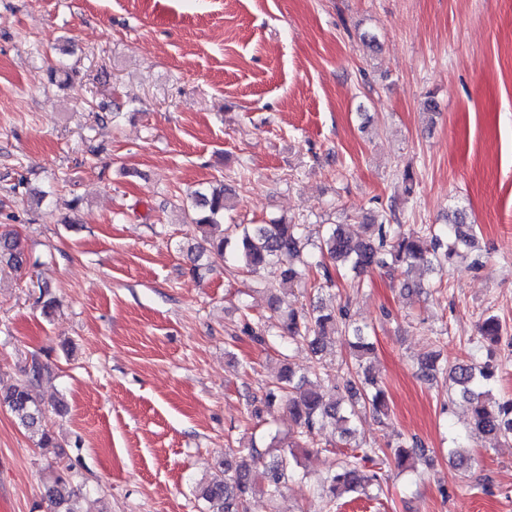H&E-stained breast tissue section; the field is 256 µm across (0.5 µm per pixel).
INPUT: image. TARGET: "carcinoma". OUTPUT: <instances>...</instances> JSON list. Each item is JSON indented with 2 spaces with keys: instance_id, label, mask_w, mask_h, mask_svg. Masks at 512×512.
Segmentation results:
<instances>
[{
  "instance_id": "carcinoma-1",
  "label": "carcinoma",
  "mask_w": 512,
  "mask_h": 512,
  "mask_svg": "<svg viewBox=\"0 0 512 512\" xmlns=\"http://www.w3.org/2000/svg\"><path fill=\"white\" fill-rule=\"evenodd\" d=\"M195 208L185 212L188 223L195 225L205 242V251L214 261L231 263L259 278L264 289H290L302 285L321 293L334 285L336 275L361 274L381 269L400 281L404 292L412 294L421 284L411 280L416 270L443 274L462 253L477 248L474 225L468 222L466 210L457 207L448 216V224L437 229L423 224L417 232L408 233L401 224H389L387 218L373 215L360 225L363 237L354 240L341 224L325 227L315 245L320 260L309 261V237L303 224L272 220L268 224H225L232 205L224 184L210 185L194 191ZM17 272L27 264L23 240L13 230L0 232V265ZM270 309L276 322L254 335L261 345L278 346L307 344L320 354L327 338L342 330L347 333L351 361L346 363L349 378L345 381L346 400L336 398V382L326 377L320 367H313L312 376L296 374L285 365L275 381L265 390L260 401L270 405L286 403L296 429L285 436L270 435L264 448L251 446L233 459H224V477L212 478L195 486L196 498L204 504V512H249L250 499L260 493L274 501L283 495L288 483L304 479L299 470L298 452L321 448L317 438L327 428L339 429L341 440L350 444L354 426L362 412L369 409L383 421L390 417L386 391L367 368L372 354L370 332L350 322L348 310L327 309L314 305L311 309H284L279 298L270 296ZM502 325L495 315L478 324L475 346L497 344L502 339ZM422 377L435 381L449 377L451 390L469 404V425L472 431L499 440L512 441V398L496 399L491 386L497 367L488 363H459L452 368L439 363L434 351L420 361ZM43 364L33 358L28 379L0 392V407L8 408L19 424L37 437V445H53L52 436L41 429L42 403L33 395L32 384L42 375ZM378 455L376 448L353 446L352 453L337 463L336 469L320 480L318 490L324 495L323 508L333 512L336 500L349 493L369 495L382 489V476L368 468ZM422 457V442L413 437L402 440L393 451L395 467L415 469L410 456ZM72 465L58 470L49 480L45 497L50 512H81L77 507L81 488L72 481Z\"/></svg>"
}]
</instances>
